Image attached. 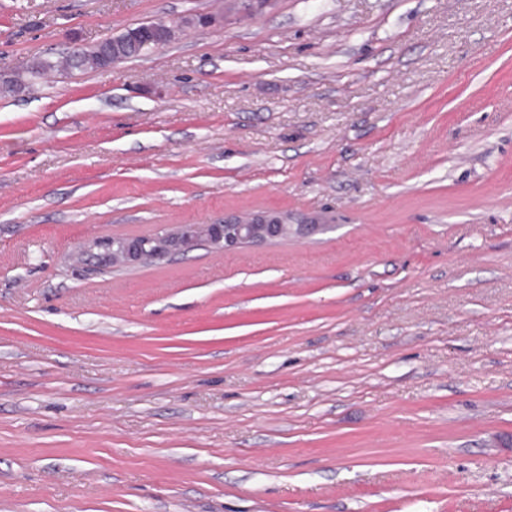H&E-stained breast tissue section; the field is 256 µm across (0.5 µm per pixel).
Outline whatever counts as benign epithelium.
I'll list each match as a JSON object with an SVG mask.
<instances>
[{
	"label": "benign epithelium",
	"instance_id": "1",
	"mask_svg": "<svg viewBox=\"0 0 512 512\" xmlns=\"http://www.w3.org/2000/svg\"><path fill=\"white\" fill-rule=\"evenodd\" d=\"M321 228L316 217L298 222L286 213L262 212L226 217L222 224H171L148 236L95 238L83 252L102 267H129L191 252L203 242L225 254L249 244L304 238Z\"/></svg>",
	"mask_w": 512,
	"mask_h": 512
}]
</instances>
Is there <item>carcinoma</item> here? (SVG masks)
I'll return each instance as SVG.
<instances>
[{
	"label": "carcinoma",
	"instance_id": "cac0c4a2",
	"mask_svg": "<svg viewBox=\"0 0 512 512\" xmlns=\"http://www.w3.org/2000/svg\"><path fill=\"white\" fill-rule=\"evenodd\" d=\"M151 22H141L135 26L138 30L137 41H132L128 31L109 38L104 46L96 45L89 50H77L57 62L37 61L27 67L32 77H37L54 68L66 73L100 70L117 62L146 54L154 48L155 34L149 29Z\"/></svg>",
	"mask_w": 512,
	"mask_h": 512
}]
</instances>
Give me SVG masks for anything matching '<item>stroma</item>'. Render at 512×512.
Returning a JSON list of instances; mask_svg holds the SVG:
<instances>
[{
  "mask_svg": "<svg viewBox=\"0 0 512 512\" xmlns=\"http://www.w3.org/2000/svg\"><path fill=\"white\" fill-rule=\"evenodd\" d=\"M149 20L0 92V512H512V0H0V71ZM153 21L138 23L137 42L130 39L127 28L109 38L104 46L96 45L89 50H77L57 62L37 61L27 67L31 77H37L44 71L54 68L73 74L87 70H101L103 67H112V63L121 62L146 54L154 48L155 34L149 29ZM319 218L298 221L282 212H262L247 218L225 217L224 224H171L148 236L95 238L83 252L97 266L129 267L161 261L170 255L188 253L202 242L216 252H233L249 244L304 238L319 231Z\"/></svg>",
  "mask_w": 512,
  "mask_h": 512,
  "instance_id": "35a3bbf8",
  "label": "stroma"
}]
</instances>
